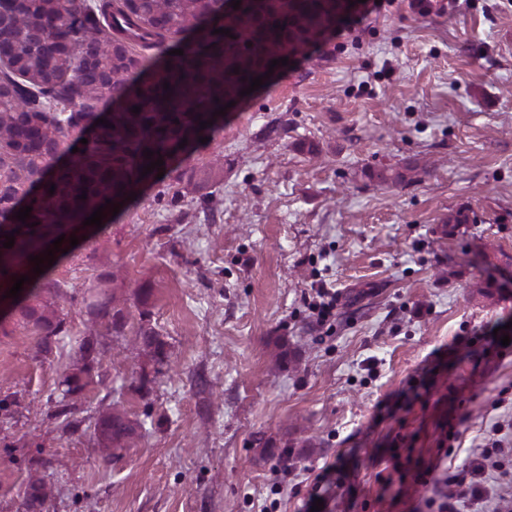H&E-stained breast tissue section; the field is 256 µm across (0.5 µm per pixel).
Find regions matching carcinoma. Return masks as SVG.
<instances>
[{
    "instance_id": "1",
    "label": "carcinoma",
    "mask_w": 512,
    "mask_h": 512,
    "mask_svg": "<svg viewBox=\"0 0 512 512\" xmlns=\"http://www.w3.org/2000/svg\"><path fill=\"white\" fill-rule=\"evenodd\" d=\"M271 8L259 21L252 0H241L229 15L224 0H138L132 12L123 0H27L0 22V56L12 64L0 70V81L14 86V95L0 100V286L9 289L26 274L29 256L39 254L57 225L82 221L108 199L129 203L128 195L160 171L144 177V166L169 162L181 142L191 145L219 128L224 116L215 111L240 94L258 67L307 46L329 22L321 0H278ZM221 28L235 38L214 33ZM176 37L183 55L155 57ZM135 106L140 113L131 112ZM104 112L111 126L80 143ZM145 150L153 156L145 158ZM200 173L219 181L224 164L215 159ZM36 175L46 182L32 192ZM416 175L408 166L377 178L402 184ZM25 206L33 210L22 223L15 212ZM14 230V246L3 247ZM50 274L48 268L24 282L12 312L0 318V325L9 318L37 332L45 350L66 332ZM119 301L113 280L101 278L89 287L86 308L95 321H109ZM140 340L164 360L153 330H141ZM79 351L82 364L62 381L67 394L79 391L92 370L93 345L85 341ZM98 430L111 456L138 437L137 423L117 407Z\"/></svg>"
}]
</instances>
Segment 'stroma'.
Here are the masks:
<instances>
[{
  "label": "stroma",
  "mask_w": 512,
  "mask_h": 512,
  "mask_svg": "<svg viewBox=\"0 0 512 512\" xmlns=\"http://www.w3.org/2000/svg\"><path fill=\"white\" fill-rule=\"evenodd\" d=\"M219 154L223 182L195 187ZM408 165L415 182L375 177ZM110 276L126 302L64 396L81 297ZM52 278L67 336L0 335V512H29L35 476L36 512H304L331 464L321 512H429L428 466L512 443V346L491 339L512 322V0H395L358 43L293 56ZM424 369L410 409L387 408ZM116 403L142 429L109 458ZM311 308L316 314L319 324L326 322L336 309V292H331V289L318 288L316 296L313 297Z\"/></svg>",
  "instance_id": "stroma-1"
}]
</instances>
